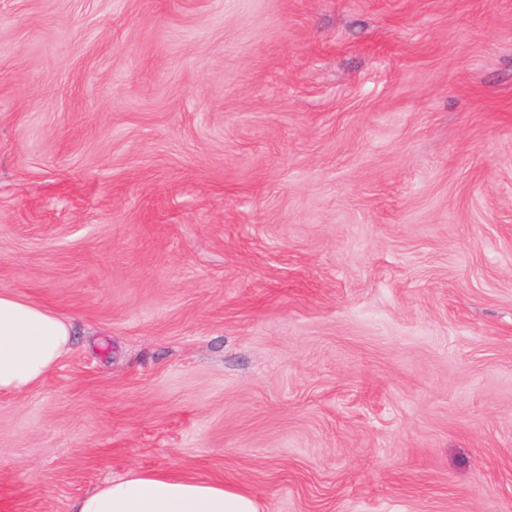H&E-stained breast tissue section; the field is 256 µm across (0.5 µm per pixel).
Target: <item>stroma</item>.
Instances as JSON below:
<instances>
[{"label": "stroma", "instance_id": "35a3bbf8", "mask_svg": "<svg viewBox=\"0 0 512 512\" xmlns=\"http://www.w3.org/2000/svg\"><path fill=\"white\" fill-rule=\"evenodd\" d=\"M1 288L0 512H512V0H0ZM71 322L53 309L0 289V395L39 385L70 350ZM254 496L228 481L131 470L74 499L69 512H259Z\"/></svg>", "mask_w": 512, "mask_h": 512}]
</instances>
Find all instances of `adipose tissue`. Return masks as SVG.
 Masks as SVG:
<instances>
[{
  "instance_id": "ef3b65f1",
  "label": "adipose tissue",
  "mask_w": 512,
  "mask_h": 512,
  "mask_svg": "<svg viewBox=\"0 0 512 512\" xmlns=\"http://www.w3.org/2000/svg\"><path fill=\"white\" fill-rule=\"evenodd\" d=\"M71 322L0 289V395L31 391L70 350ZM69 512H259L254 496L228 481L132 470L74 499Z\"/></svg>"
}]
</instances>
